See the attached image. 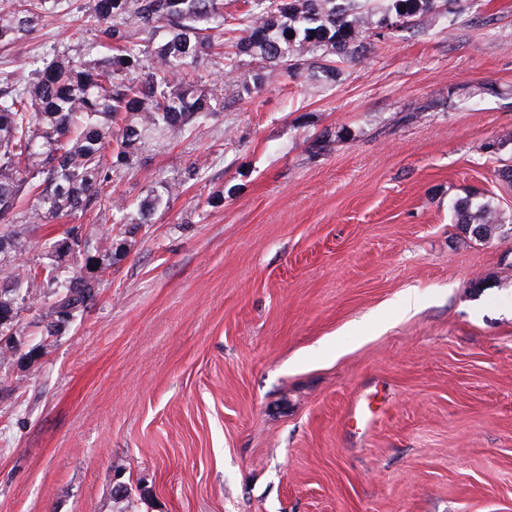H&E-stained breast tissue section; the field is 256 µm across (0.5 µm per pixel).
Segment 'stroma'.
Returning <instances> with one entry per match:
<instances>
[{
    "label": "stroma",
    "mask_w": 512,
    "mask_h": 512,
    "mask_svg": "<svg viewBox=\"0 0 512 512\" xmlns=\"http://www.w3.org/2000/svg\"><path fill=\"white\" fill-rule=\"evenodd\" d=\"M80 3L1 48L0 75L92 52ZM463 6L329 85L283 76L146 144L112 187L124 211L87 216L112 232L95 298L57 336L14 322L0 512H512V0ZM163 180L178 196L141 220ZM464 200L508 234H465ZM73 223L18 225L0 267L45 262ZM453 216L455 224H487V229L470 227L468 234L472 237L484 240L490 238L492 233L502 228L501 218L496 209L489 205H482L473 210L469 200L460 201L453 205ZM488 224H498V228H490Z\"/></svg>",
    "instance_id": "1"
}]
</instances>
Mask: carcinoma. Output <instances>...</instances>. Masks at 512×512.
<instances>
[{
    "mask_svg": "<svg viewBox=\"0 0 512 512\" xmlns=\"http://www.w3.org/2000/svg\"><path fill=\"white\" fill-rule=\"evenodd\" d=\"M247 0L239 16L224 17V0H83L82 19L97 27L100 55L74 58L66 51L34 61L31 78L19 84L0 77V224H45L112 206V183L132 165L148 139L176 138L203 126L224 110V96L248 93L269 80L302 71L326 82L337 64L366 58L382 22L398 30L418 26L426 14L454 23L462 0ZM63 0H0V45L22 41L43 13ZM217 32L224 52L227 84L208 89L201 67ZM257 62L252 82L240 79L241 56ZM164 194L145 199L141 215L178 194L180 185H162ZM36 202L23 209L27 192ZM456 224H499L489 205H453ZM74 225L53 243L51 256L85 255V264L65 273L53 262L18 273L0 270V335L21 312L38 307L46 335L61 327L96 295L111 254L112 230L99 237ZM56 287L46 302L45 287Z\"/></svg>",
    "mask_w": 512,
    "mask_h": 512,
    "instance_id": "1",
    "label": "carcinoma"
}]
</instances>
